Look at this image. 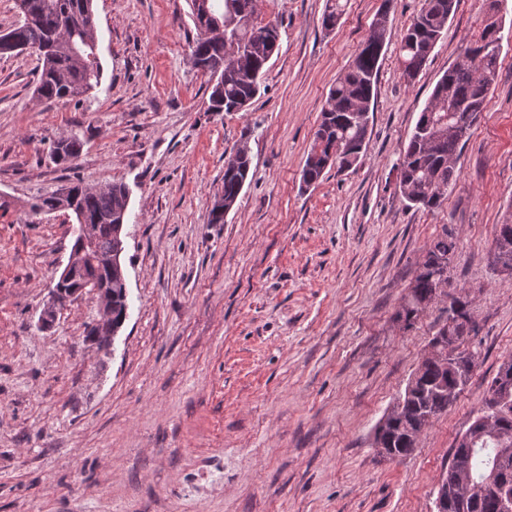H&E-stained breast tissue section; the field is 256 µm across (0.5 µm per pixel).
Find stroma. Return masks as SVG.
<instances>
[{
  "mask_svg": "<svg viewBox=\"0 0 512 512\" xmlns=\"http://www.w3.org/2000/svg\"><path fill=\"white\" fill-rule=\"evenodd\" d=\"M380 4L348 0L328 31L326 0H258L280 49L242 112L210 109L187 0H94L103 76L78 100L34 98L36 55L0 59V512H432L456 436L512 356V275L490 258L496 225L512 222V0L460 181L433 210L404 200L397 166L435 84L483 28L485 0H458L410 83L395 38L421 0H394L363 159L302 183L329 89ZM70 137L80 156L56 164L54 143ZM242 145L248 180L209 223L224 157ZM115 182L130 191V309L100 351L86 339L93 294L38 328L72 218L21 216L70 184ZM445 227L480 359L414 451L391 460L374 428L447 319L437 305L409 326L397 314Z\"/></svg>",
  "mask_w": 512,
  "mask_h": 512,
  "instance_id": "stroma-1",
  "label": "stroma"
}]
</instances>
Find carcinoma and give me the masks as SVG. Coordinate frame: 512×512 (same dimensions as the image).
<instances>
[{
	"instance_id": "obj_1",
	"label": "carcinoma",
	"mask_w": 512,
	"mask_h": 512,
	"mask_svg": "<svg viewBox=\"0 0 512 512\" xmlns=\"http://www.w3.org/2000/svg\"><path fill=\"white\" fill-rule=\"evenodd\" d=\"M30 18L0 36V56L28 50L38 56L40 75L35 96L40 101L69 100L97 87L103 67L94 46L97 44L94 0H27ZM191 16L198 31L189 45L190 57L202 72L232 73L224 79V88H211L214 112H241L260 90L259 80L264 61L279 50L272 35L276 24L253 19L241 32L249 52L234 54L216 31L246 11L256 12L255 0H205L196 8L188 0ZM391 0H383L369 34L347 70L329 90L314 133L313 145L302 170V183L310 187L325 174L330 154L336 167L350 169L367 149L371 101L378 82L382 50L390 41ZM458 0H422L420 10L400 35L398 57L403 76L411 81L422 70L429 55L442 39L448 21L455 14ZM345 10L344 0H331L323 14L322 26L332 30ZM496 22L489 21L479 36L463 50L470 62L448 68L436 83L420 113L407 146L403 149L399 169L401 196L413 205L434 209L442 205L460 179L456 159L466 139L450 137L442 128L448 117L470 132L484 111L488 95L497 76L500 52L491 48ZM83 142L77 138L58 141L52 154L56 163L69 164L80 154ZM250 171V157L238 158L233 169L224 171V204L236 205ZM128 188L114 183L100 188L73 184L49 196H40L28 204L27 218L64 212L77 223L100 226L90 266L97 265L100 255L123 243L106 229L117 222L122 210L128 209ZM457 249L454 233L443 227L426 248L409 293L398 317L405 326L438 300L440 285L449 284L451 263ZM460 311L448 329H440L428 343L421 363L408 380L404 393L387 410L374 429V445L394 449L391 459H402L416 447L419 436L433 421L448 411V391L456 383L466 386L477 361V353L465 348L475 331L473 302L467 294L444 291ZM128 303L127 289L112 280V312L120 317ZM457 344V353L448 357V343ZM496 474L494 485L484 484L489 474ZM440 490L448 499L446 512H504V502L512 497V358L498 367L482 408L452 448V459L442 474Z\"/></svg>"
}]
</instances>
